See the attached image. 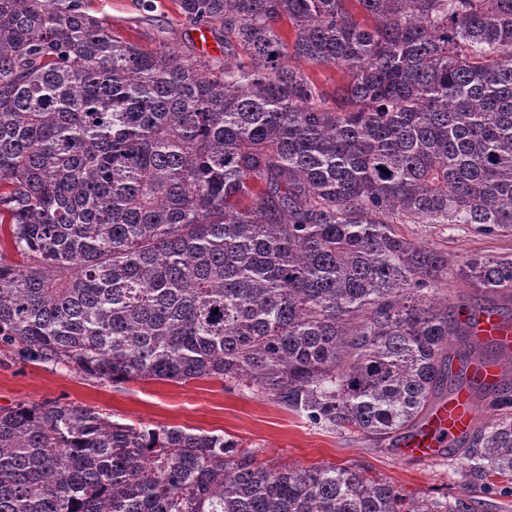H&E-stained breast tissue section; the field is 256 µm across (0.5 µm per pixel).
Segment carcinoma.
Listing matches in <instances>:
<instances>
[{"label": "carcinoma", "instance_id": "cac0c4a2", "mask_svg": "<svg viewBox=\"0 0 512 512\" xmlns=\"http://www.w3.org/2000/svg\"><path fill=\"white\" fill-rule=\"evenodd\" d=\"M224 57L120 40L81 0H0V345L101 380L244 385L325 428L413 437L451 338L512 257L399 224L512 232V0H176ZM290 22L288 40L279 28ZM349 74L332 100L296 65ZM389 173H383V170ZM460 449L512 480V386ZM353 467L231 437L0 407V512H439ZM400 230L410 240L448 251L451 260L471 254L512 255L511 233L482 234L465 224H400Z\"/></svg>", "mask_w": 512, "mask_h": 512}]
</instances>
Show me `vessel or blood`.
<instances>
[{
    "instance_id": "1",
    "label": "vessel or blood",
    "mask_w": 512,
    "mask_h": 512,
    "mask_svg": "<svg viewBox=\"0 0 512 512\" xmlns=\"http://www.w3.org/2000/svg\"><path fill=\"white\" fill-rule=\"evenodd\" d=\"M476 331L481 342L512 347V325L503 323L496 316H481ZM474 415V404L468 389L457 391L435 406L421 433L407 441L406 453L423 460L435 459L439 454V436L460 435L470 427Z\"/></svg>"
}]
</instances>
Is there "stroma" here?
<instances>
[{
    "label": "stroma",
    "instance_id": "stroma-1",
    "mask_svg": "<svg viewBox=\"0 0 512 512\" xmlns=\"http://www.w3.org/2000/svg\"><path fill=\"white\" fill-rule=\"evenodd\" d=\"M83 3L91 14L108 20L117 37L144 47L162 42L177 52L201 51L175 0H154L151 11L143 9L141 0ZM400 230L408 239L447 251L452 260L471 254L512 255L511 233L482 234L463 224H404ZM54 402L86 406L124 424L229 435L268 464L352 466L415 498L453 505L463 499L469 512H512V495L492 491L463 495L454 453L427 462L354 431L319 428L270 396L216 380L101 381L20 360L12 349L1 346L0 407Z\"/></svg>",
    "mask_w": 512,
    "mask_h": 512
}]
</instances>
